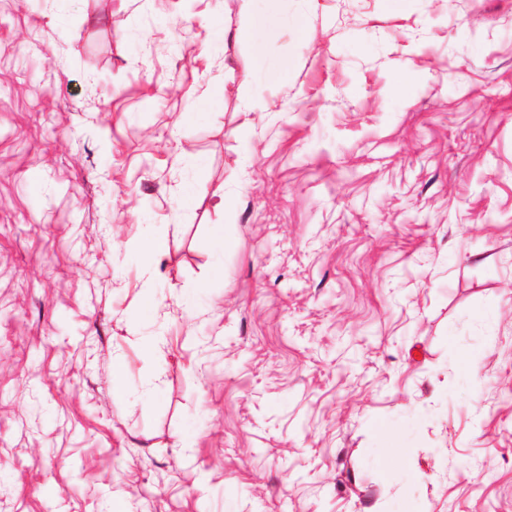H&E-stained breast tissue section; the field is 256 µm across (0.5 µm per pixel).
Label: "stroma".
I'll return each instance as SVG.
<instances>
[{
  "label": "stroma",
  "mask_w": 512,
  "mask_h": 512,
  "mask_svg": "<svg viewBox=\"0 0 512 512\" xmlns=\"http://www.w3.org/2000/svg\"><path fill=\"white\" fill-rule=\"evenodd\" d=\"M0 512H512V0H0Z\"/></svg>",
  "instance_id": "stroma-1"
}]
</instances>
